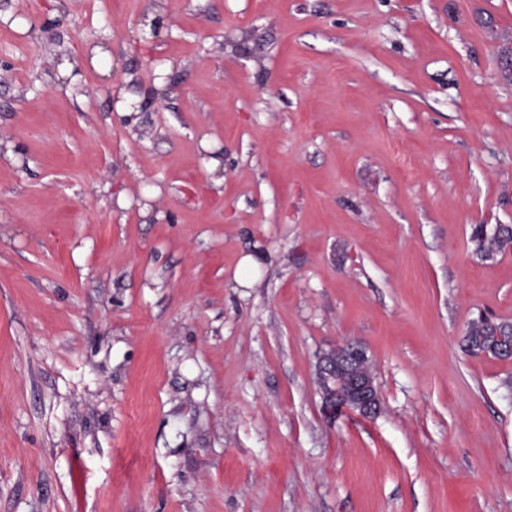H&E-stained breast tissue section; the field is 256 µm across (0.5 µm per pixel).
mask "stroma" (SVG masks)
Masks as SVG:
<instances>
[{
	"mask_svg": "<svg viewBox=\"0 0 512 512\" xmlns=\"http://www.w3.org/2000/svg\"><path fill=\"white\" fill-rule=\"evenodd\" d=\"M9 3L0 512H512V0ZM499 237L485 236L486 230H488L485 224H475L471 229L470 241L474 244V251L481 258L489 259L493 258L497 254H503L504 251L501 247V237L512 239V225L509 224H498ZM498 336L512 337V324L509 322H496L485 316H478L470 323L469 334L466 336L467 348L480 349L497 357L500 354ZM366 358L365 348L345 341L318 361L323 404L330 414L357 411L363 416L374 415L379 405V391L370 371L357 370Z\"/></svg>",
	"mask_w": 512,
	"mask_h": 512,
	"instance_id": "35a3bbf8",
	"label": "stroma"
}]
</instances>
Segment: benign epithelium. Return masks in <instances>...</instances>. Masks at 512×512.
Returning <instances> with one entry per match:
<instances>
[{
    "mask_svg": "<svg viewBox=\"0 0 512 512\" xmlns=\"http://www.w3.org/2000/svg\"><path fill=\"white\" fill-rule=\"evenodd\" d=\"M366 358L365 348L345 341L319 358L323 404L330 414L356 411L363 416L376 413L379 391L372 373L358 370Z\"/></svg>",
    "mask_w": 512,
    "mask_h": 512,
    "instance_id": "benign-epithelium-1",
    "label": "benign epithelium"
}]
</instances>
